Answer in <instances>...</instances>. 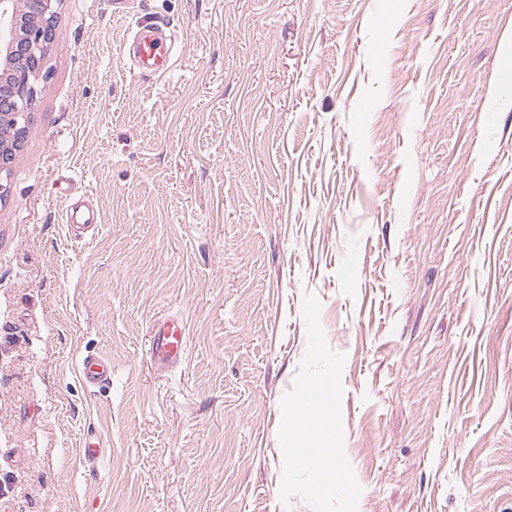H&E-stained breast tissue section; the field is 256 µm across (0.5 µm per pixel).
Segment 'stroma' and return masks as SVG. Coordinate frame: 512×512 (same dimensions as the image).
Here are the masks:
<instances>
[{"label":"stroma","mask_w":512,"mask_h":512,"mask_svg":"<svg viewBox=\"0 0 512 512\" xmlns=\"http://www.w3.org/2000/svg\"><path fill=\"white\" fill-rule=\"evenodd\" d=\"M507 31L512 0H63L0 202V512H310L278 439L307 294L357 512H512ZM163 26V23L140 26L128 44L132 65L140 72L157 73L171 66L174 53L163 37ZM65 224L73 232L75 238H79L78 230L84 229L92 224H97L96 212L92 208L81 209L73 203L64 208ZM185 326L175 316L156 321L150 331L147 350L151 361L161 368L175 364L186 350ZM81 378L90 388L112 385V362L100 355H86L80 364Z\"/></svg>","instance_id":"stroma-1"}]
</instances>
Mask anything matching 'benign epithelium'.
<instances>
[{"mask_svg": "<svg viewBox=\"0 0 512 512\" xmlns=\"http://www.w3.org/2000/svg\"><path fill=\"white\" fill-rule=\"evenodd\" d=\"M62 0H0V27L9 40L0 47V128L9 131V143L0 144V200L6 188L1 179L26 133V117L34 105L46 44Z\"/></svg>", "mask_w": 512, "mask_h": 512, "instance_id": "obj_1", "label": "benign epithelium"}]
</instances>
